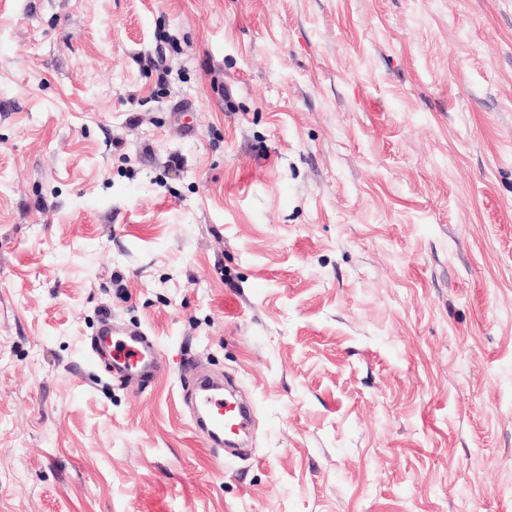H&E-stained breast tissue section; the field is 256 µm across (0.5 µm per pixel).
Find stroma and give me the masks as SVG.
Returning a JSON list of instances; mask_svg holds the SVG:
<instances>
[{"instance_id":"stroma-1","label":"stroma","mask_w":512,"mask_h":512,"mask_svg":"<svg viewBox=\"0 0 512 512\" xmlns=\"http://www.w3.org/2000/svg\"><path fill=\"white\" fill-rule=\"evenodd\" d=\"M0 512H512V0H0ZM126 336V337H123ZM112 347L113 372L116 375L136 374L144 380L155 376V351L132 335L118 333L112 320L102 322L98 335L92 339L90 350L93 354L101 345ZM215 389L216 383L204 381L191 400L194 419L205 440L222 444L224 428L240 434L246 431L249 413L243 403H228Z\"/></svg>"}]
</instances>
